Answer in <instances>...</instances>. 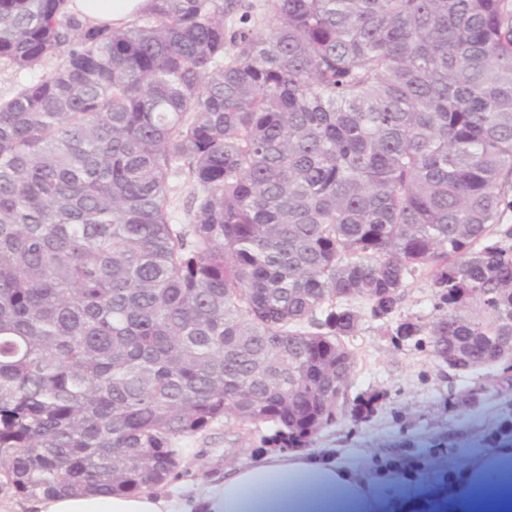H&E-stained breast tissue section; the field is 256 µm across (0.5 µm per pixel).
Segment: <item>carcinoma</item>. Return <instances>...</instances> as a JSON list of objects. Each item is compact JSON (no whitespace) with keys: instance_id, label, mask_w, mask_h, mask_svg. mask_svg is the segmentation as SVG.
Instances as JSON below:
<instances>
[{"instance_id":"cac0c4a2","label":"carcinoma","mask_w":512,"mask_h":512,"mask_svg":"<svg viewBox=\"0 0 512 512\" xmlns=\"http://www.w3.org/2000/svg\"><path fill=\"white\" fill-rule=\"evenodd\" d=\"M68 3L0 0V60L59 58L0 101L1 491L150 490L229 416L310 445L343 302L388 316L418 270L444 307L396 335L512 381V0H270L263 30L235 0ZM150 0H72L70 9L91 25H121L135 18ZM173 185L176 188L174 195V223L190 224V218L185 210L187 202L196 194V186L188 177L186 172L173 179Z\"/></svg>"}]
</instances>
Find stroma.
Returning a JSON list of instances; mask_svg holds the SVG:
<instances>
[{
	"label": "stroma",
	"instance_id": "35a3bbf8",
	"mask_svg": "<svg viewBox=\"0 0 512 512\" xmlns=\"http://www.w3.org/2000/svg\"><path fill=\"white\" fill-rule=\"evenodd\" d=\"M440 300L428 271L409 280L398 309L376 318L366 301L351 300L362 318L346 344L354 355L347 401L335 422L316 436L311 450L334 449L345 463L384 472L372 481L371 494L380 498L384 484L401 491L423 494L431 476L456 468L459 458L486 455L489 428L512 413V395L487 384L488 373L501 366L456 372L437 359L425 336L396 335L398 324L421 325L435 320ZM482 387L478 402L463 401L474 387ZM373 398V410L360 421L351 413L358 400ZM463 434L459 447L438 451L435 439L448 431ZM268 423L243 424L235 418L213 422L205 431L181 441L179 466L167 481L184 496L201 485L221 480L226 469L252 464L272 453Z\"/></svg>",
	"mask_w": 512,
	"mask_h": 512
}]
</instances>
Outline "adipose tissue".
Returning a JSON list of instances; mask_svg holds the SVG:
<instances>
[{"instance_id":"ef3b65f1","label":"adipose tissue","mask_w":512,"mask_h":512,"mask_svg":"<svg viewBox=\"0 0 512 512\" xmlns=\"http://www.w3.org/2000/svg\"><path fill=\"white\" fill-rule=\"evenodd\" d=\"M149 0H71L89 24L121 25L135 18ZM370 478L337 460L334 453L300 451L265 456L226 470L222 480L200 487L191 497L160 488L109 497L56 495L40 498L36 512H329L337 496L357 499ZM434 491L419 501L386 489L375 512H411L415 505L433 512H512V460L492 454L434 480Z\"/></svg>"}]
</instances>
